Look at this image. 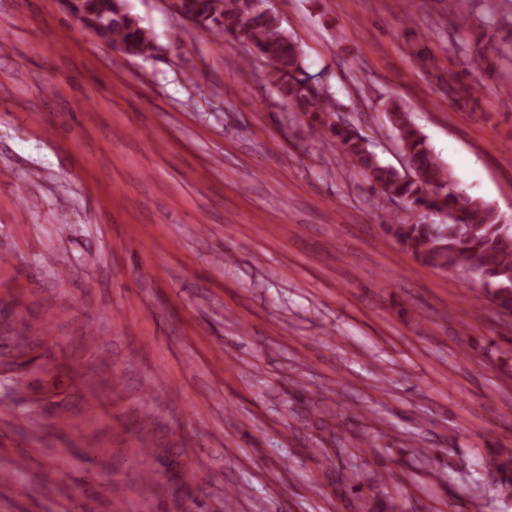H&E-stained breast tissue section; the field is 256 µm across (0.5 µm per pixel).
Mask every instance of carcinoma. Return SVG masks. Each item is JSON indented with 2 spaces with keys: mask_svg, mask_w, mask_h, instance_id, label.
Returning a JSON list of instances; mask_svg holds the SVG:
<instances>
[{
  "mask_svg": "<svg viewBox=\"0 0 512 512\" xmlns=\"http://www.w3.org/2000/svg\"><path fill=\"white\" fill-rule=\"evenodd\" d=\"M195 26L218 39L251 48L267 65V81L277 99L323 130L340 153L343 168L364 176L370 185L411 212L426 208L448 216L446 224L393 222L387 231L415 259L440 269H460L491 294L502 312L512 316V225L503 223L489 202L459 188L455 175L418 128L405 104L390 100L388 120L408 159L409 171L381 163L369 142L330 109L328 89L306 70L301 44L279 16L262 10L261 0H181ZM71 11L112 46L149 58L155 37L141 25L127 0H75ZM484 480L495 495L512 499V460L490 459Z\"/></svg>",
  "mask_w": 512,
  "mask_h": 512,
  "instance_id": "carcinoma-1",
  "label": "carcinoma"
}]
</instances>
